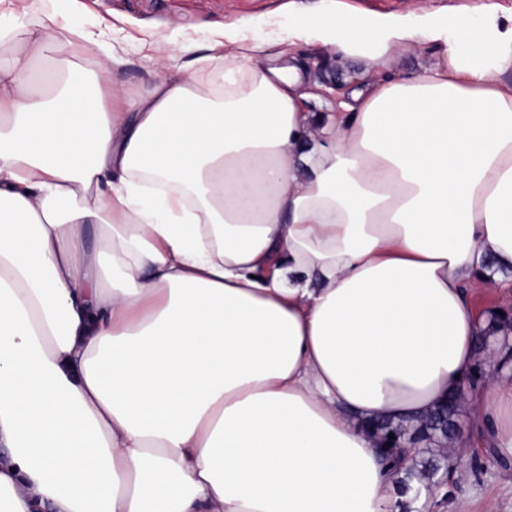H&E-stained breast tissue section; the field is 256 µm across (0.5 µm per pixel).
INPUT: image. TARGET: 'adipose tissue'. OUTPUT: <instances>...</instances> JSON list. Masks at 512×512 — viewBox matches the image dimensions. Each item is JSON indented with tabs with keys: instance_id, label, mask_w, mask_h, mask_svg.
<instances>
[{
	"instance_id": "adipose-tissue-1",
	"label": "adipose tissue",
	"mask_w": 512,
	"mask_h": 512,
	"mask_svg": "<svg viewBox=\"0 0 512 512\" xmlns=\"http://www.w3.org/2000/svg\"><path fill=\"white\" fill-rule=\"evenodd\" d=\"M481 9L319 22L441 48L323 116L292 64L131 97L51 22L0 28V512H399L366 422L512 347L476 348V291L512 288V16ZM468 405L512 452V378Z\"/></svg>"
}]
</instances>
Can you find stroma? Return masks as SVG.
I'll return each instance as SVG.
<instances>
[{
  "label": "stroma",
  "mask_w": 512,
  "mask_h": 512,
  "mask_svg": "<svg viewBox=\"0 0 512 512\" xmlns=\"http://www.w3.org/2000/svg\"><path fill=\"white\" fill-rule=\"evenodd\" d=\"M482 0H0V24L53 17L57 26L91 35L92 56L110 63L112 78L126 93L147 88L158 70L174 75L192 58L213 60L212 76L223 81L226 36L242 44L263 45L274 60L299 59L305 66L303 89L308 111L330 112L339 98L350 97L372 80L414 75L436 62L437 52L408 50L378 65L350 58L325 46L313 35L316 20L346 12L362 18L399 17L418 25L461 18L477 26L484 17ZM193 46L182 55L178 46ZM460 434L471 444L470 458L480 472L462 464L465 476L448 490L441 512H484L494 501L496 512H512V454L489 457L483 437L469 410H462Z\"/></svg>",
  "instance_id": "1"
}]
</instances>
